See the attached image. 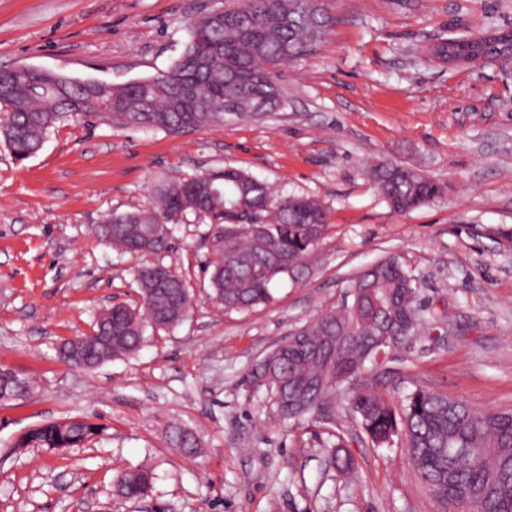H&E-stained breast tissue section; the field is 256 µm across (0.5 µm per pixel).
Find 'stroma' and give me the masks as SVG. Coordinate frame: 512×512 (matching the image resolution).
I'll return each instance as SVG.
<instances>
[{
  "mask_svg": "<svg viewBox=\"0 0 512 512\" xmlns=\"http://www.w3.org/2000/svg\"><path fill=\"white\" fill-rule=\"evenodd\" d=\"M224 0H0V70L29 66L126 84L167 70L195 19ZM333 19L317 50L283 68L286 103L260 120L228 115L184 135L72 122L29 159L0 145V369L34 379L0 404V512H440L403 439L374 447L344 410L274 420L249 379L298 326L336 306L348 281L400 257L448 333L394 350L366 382L402 398L422 386L479 410L512 408V63L425 60L437 38L512 29V0H324ZM444 187L391 209L368 176L385 162ZM239 168L280 193L319 200V261L273 300L224 313L203 267L209 227L187 217L168 260L194 295L190 316L148 332L134 356L91 371L56 353L94 316L138 299L137 258L96 233L113 212L149 208L155 186ZM90 417L96 442L18 448L27 428ZM193 432L196 455L170 426ZM341 443L357 472L326 468ZM150 465L147 495L119 496L116 472Z\"/></svg>",
  "mask_w": 512,
  "mask_h": 512,
  "instance_id": "35a3bbf8",
  "label": "stroma"
}]
</instances>
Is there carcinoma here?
<instances>
[{"label":"carcinoma","instance_id":"carcinoma-1","mask_svg":"<svg viewBox=\"0 0 512 512\" xmlns=\"http://www.w3.org/2000/svg\"><path fill=\"white\" fill-rule=\"evenodd\" d=\"M329 26L320 0H224V18L189 29L183 52L167 70L129 85L107 89L75 84L58 73L0 71V143L22 162L56 127L89 119L179 135L224 122L229 92L236 117L263 118L285 102L280 67L310 54ZM370 176L397 211L442 194L439 183L413 167L383 163ZM156 198L154 208L114 213L97 228L117 252L147 261L135 270L138 303L106 307L91 332L61 345L59 356L77 369L134 355L146 329L166 331L189 316L191 289L163 263L177 221L187 214L208 221L210 297L226 313L269 303L278 282L302 281L327 230L328 214L319 201L279 195L238 169L164 183ZM444 320L420 297L412 271L389 256L349 280L337 306L299 326L252 367L250 377L270 392L283 422L321 415L339 400L373 446L404 438L419 480L442 512H512V410L481 411L423 388L398 404L360 380L367 365L382 364L425 324ZM31 387L25 378L0 374L5 395L21 400ZM103 431L89 419L47 422L18 437L14 447H79ZM169 437L184 452L198 453L193 433L174 427ZM329 464L343 474L354 470L352 459L337 450ZM153 479V470L142 467L117 473L115 486L120 495L138 498Z\"/></svg>","mask_w":512,"mask_h":512}]
</instances>
